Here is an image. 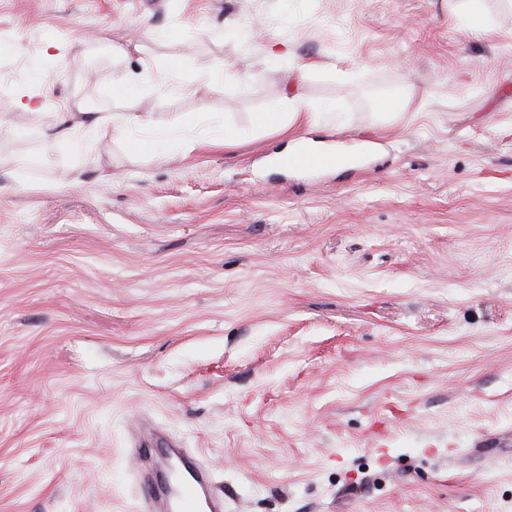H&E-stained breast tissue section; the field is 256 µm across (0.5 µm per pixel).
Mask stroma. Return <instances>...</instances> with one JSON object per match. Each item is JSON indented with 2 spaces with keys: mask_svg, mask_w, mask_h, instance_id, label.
I'll return each mask as SVG.
<instances>
[{
  "mask_svg": "<svg viewBox=\"0 0 512 512\" xmlns=\"http://www.w3.org/2000/svg\"><path fill=\"white\" fill-rule=\"evenodd\" d=\"M461 5L0 0V512H132L138 423L225 512H512V0ZM336 156L332 154H310L299 152L292 156L285 157L279 162L283 168L295 169H318L335 162Z\"/></svg>",
  "mask_w": 512,
  "mask_h": 512,
  "instance_id": "obj_1",
  "label": "stroma"
}]
</instances>
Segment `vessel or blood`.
<instances>
[{
	"instance_id": "vessel-or-blood-1",
	"label": "vessel or blood",
	"mask_w": 512,
	"mask_h": 512,
	"mask_svg": "<svg viewBox=\"0 0 512 512\" xmlns=\"http://www.w3.org/2000/svg\"><path fill=\"white\" fill-rule=\"evenodd\" d=\"M334 161L331 154L300 152L285 157L281 165L306 170ZM125 460L135 489V512H224V494L213 467L178 439L142 430Z\"/></svg>"
}]
</instances>
